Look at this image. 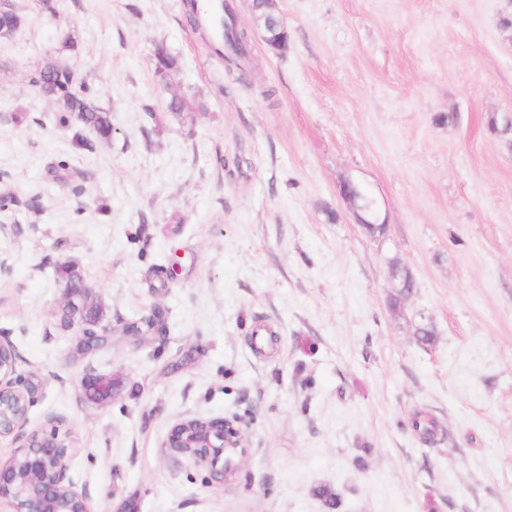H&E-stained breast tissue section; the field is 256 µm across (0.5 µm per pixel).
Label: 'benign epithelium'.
Here are the masks:
<instances>
[{
	"label": "benign epithelium",
	"mask_w": 512,
	"mask_h": 512,
	"mask_svg": "<svg viewBox=\"0 0 512 512\" xmlns=\"http://www.w3.org/2000/svg\"><path fill=\"white\" fill-rule=\"evenodd\" d=\"M276 0H263L267 31L276 32L286 43V28L276 13ZM15 352L0 342V437L14 434L25 423L28 408L35 402L39 383L32 375L16 374ZM114 382L106 376H89L83 380V393L99 402L112 399ZM203 431L187 434L175 424L167 437V448L242 447L240 422L228 419L203 420ZM70 445L46 431H33L12 459L0 466V499L16 501L19 512H90L85 496L68 477L67 459Z\"/></svg>",
	"instance_id": "benign-epithelium-1"
}]
</instances>
